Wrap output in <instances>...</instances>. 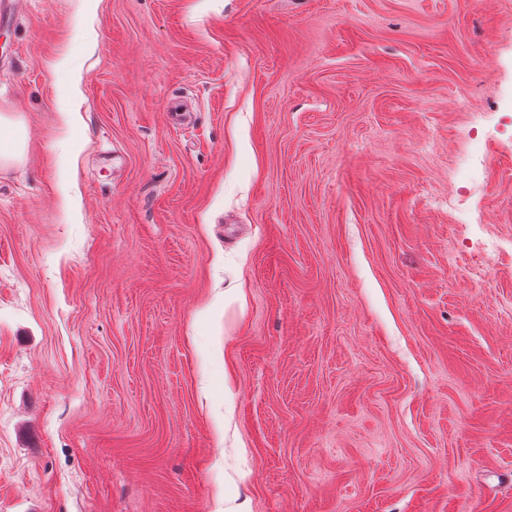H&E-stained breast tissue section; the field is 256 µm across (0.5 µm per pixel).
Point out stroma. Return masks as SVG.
Segmentation results:
<instances>
[{
    "label": "stroma",
    "instance_id": "obj_1",
    "mask_svg": "<svg viewBox=\"0 0 512 512\" xmlns=\"http://www.w3.org/2000/svg\"><path fill=\"white\" fill-rule=\"evenodd\" d=\"M0 114V512H512V0H21ZM23 143L20 123L0 115V163L19 159Z\"/></svg>",
    "mask_w": 512,
    "mask_h": 512
}]
</instances>
